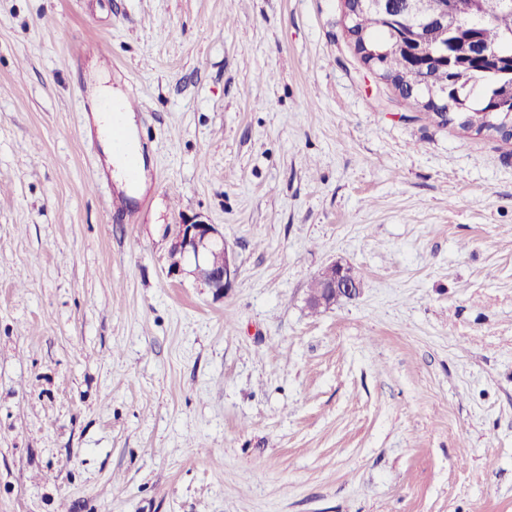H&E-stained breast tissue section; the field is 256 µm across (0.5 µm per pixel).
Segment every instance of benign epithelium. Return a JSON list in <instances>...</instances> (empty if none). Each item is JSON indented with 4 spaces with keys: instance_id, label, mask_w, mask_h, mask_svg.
Listing matches in <instances>:
<instances>
[{
    "instance_id": "benign-epithelium-1",
    "label": "benign epithelium",
    "mask_w": 512,
    "mask_h": 512,
    "mask_svg": "<svg viewBox=\"0 0 512 512\" xmlns=\"http://www.w3.org/2000/svg\"><path fill=\"white\" fill-rule=\"evenodd\" d=\"M440 2L406 0V7L432 21H438L442 17ZM189 260L194 261L195 274L216 295H222L231 288L239 273L234 253L224 242L222 233L216 225L204 220L179 225L169 266L170 275L182 274L183 263ZM319 278L326 288V298L322 302L328 307L340 299L351 300L361 292V282L354 277L352 269L340 261L326 266L319 273Z\"/></svg>"
}]
</instances>
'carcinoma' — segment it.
<instances>
[{
  "instance_id": "carcinoma-1",
  "label": "carcinoma",
  "mask_w": 512,
  "mask_h": 512,
  "mask_svg": "<svg viewBox=\"0 0 512 512\" xmlns=\"http://www.w3.org/2000/svg\"><path fill=\"white\" fill-rule=\"evenodd\" d=\"M448 18L425 23L392 0L385 15L350 0V34L357 50L371 49L382 78L417 111L463 131L512 138V0H445ZM476 37L491 52L464 63Z\"/></svg>"
}]
</instances>
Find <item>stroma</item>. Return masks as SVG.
I'll return each instance as SVG.
<instances>
[{
	"label": "stroma",
	"mask_w": 512,
	"mask_h": 512,
	"mask_svg": "<svg viewBox=\"0 0 512 512\" xmlns=\"http://www.w3.org/2000/svg\"><path fill=\"white\" fill-rule=\"evenodd\" d=\"M342 15L0 0V512H512V140L415 111ZM195 219L224 295L169 273ZM338 260L360 296L311 313ZM108 79L101 77L98 86L95 89V97L93 103V123L96 128V133L99 141L103 146L105 154V163L109 169L112 178L118 181V186L122 190H126V171L127 167L137 162L140 175L142 174L143 160L139 150V143L136 137V126L132 112H120V108L125 98L116 92L111 86H107ZM104 102H111L112 108L116 115L112 112H104L101 104ZM113 119L121 122L127 132L130 144L125 154L114 153L112 150V138L108 135V130L112 125ZM113 167L115 170H113ZM123 178V179H122ZM213 255L219 256L215 262L212 261ZM172 258L170 275L182 274L183 263L192 260L194 273L215 295H224L232 288L239 273L234 253L224 242L222 233L216 225L204 220L179 224Z\"/></svg>",
	"instance_id": "obj_1"
}]
</instances>
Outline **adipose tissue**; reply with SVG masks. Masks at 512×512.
Masks as SVG:
<instances>
[{
    "mask_svg": "<svg viewBox=\"0 0 512 512\" xmlns=\"http://www.w3.org/2000/svg\"><path fill=\"white\" fill-rule=\"evenodd\" d=\"M124 98L106 82H99L93 99V123L99 141L103 146L105 163L111 169L112 177L122 179L126 176L130 164L141 162L142 156L139 150V143L136 141V126L132 113L122 111L121 106ZM121 122L127 132L130 144L126 153L119 154L112 150V139L108 130L112 122Z\"/></svg>",
    "mask_w": 512,
    "mask_h": 512,
    "instance_id": "obj_1",
    "label": "adipose tissue"
}]
</instances>
